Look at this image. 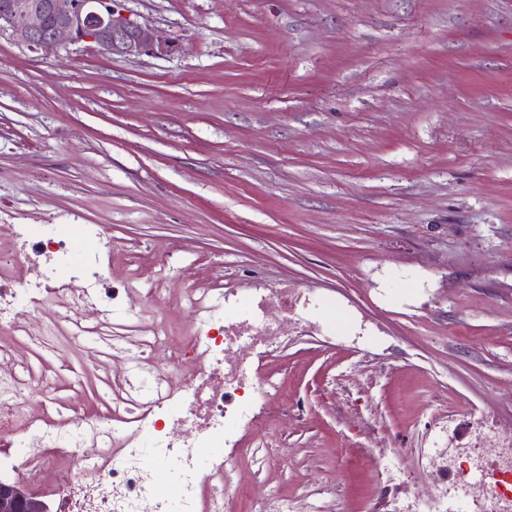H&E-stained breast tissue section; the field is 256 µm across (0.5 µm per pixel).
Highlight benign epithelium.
I'll use <instances>...</instances> for the list:
<instances>
[{"label":"benign epithelium","instance_id":"benign-epithelium-1","mask_svg":"<svg viewBox=\"0 0 512 512\" xmlns=\"http://www.w3.org/2000/svg\"><path fill=\"white\" fill-rule=\"evenodd\" d=\"M52 54L66 42L92 41L118 56L167 53L171 45L130 21L117 0H0V35ZM30 487L0 480V512H45Z\"/></svg>","mask_w":512,"mask_h":512}]
</instances>
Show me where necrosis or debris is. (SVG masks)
<instances>
[{
	"label": "necrosis or debris",
	"mask_w": 512,
	"mask_h": 512,
	"mask_svg": "<svg viewBox=\"0 0 512 512\" xmlns=\"http://www.w3.org/2000/svg\"><path fill=\"white\" fill-rule=\"evenodd\" d=\"M23 247L0 257V276L25 275L0 286V330L24 336L28 349H47L60 323L95 341V361L112 362V406L91 415L31 417L33 397L53 402L47 378L21 371L18 353L0 346V464L18 475L50 478L39 492L52 512H238L243 494L236 452L261 416L283 414L284 382L272 371L289 332L337 336L355 351L364 338L337 330L334 311L307 314L297 288H256L240 295L182 265L177 249L158 253L144 287L111 283L112 238L80 224H22ZM173 274L184 276L183 307L192 327L170 345L164 320H147L144 300ZM59 308L57 321L30 326L19 305ZM96 316L85 322L83 312ZM426 455L427 495L415 497L392 457H359L382 486L377 512H448L461 495L465 512H512V433L482 418L457 433L456 417L439 420Z\"/></svg>",
	"instance_id": "necrosis-or-debris-1"
}]
</instances>
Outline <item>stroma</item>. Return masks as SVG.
<instances>
[{
	"label": "stroma",
	"mask_w": 512,
	"mask_h": 512,
	"mask_svg": "<svg viewBox=\"0 0 512 512\" xmlns=\"http://www.w3.org/2000/svg\"><path fill=\"white\" fill-rule=\"evenodd\" d=\"M120 4L172 52L0 36V252L17 224H94L114 287L176 247L223 287L298 288L365 324L360 352L290 338L281 403L306 413L242 439V479L295 507L376 500L364 423L418 496L445 411L512 430V0ZM185 286L146 305L180 332ZM49 344L26 358L59 405L104 410L92 337Z\"/></svg>",
	"instance_id": "stroma-1"
}]
</instances>
